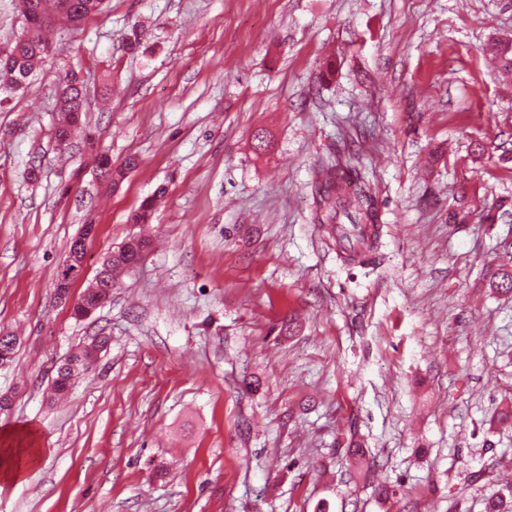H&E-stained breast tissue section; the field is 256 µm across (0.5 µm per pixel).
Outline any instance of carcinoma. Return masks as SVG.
I'll return each mask as SVG.
<instances>
[{
  "mask_svg": "<svg viewBox=\"0 0 512 512\" xmlns=\"http://www.w3.org/2000/svg\"><path fill=\"white\" fill-rule=\"evenodd\" d=\"M61 0H19L24 27L21 34L6 48L0 49V94H15L29 84L38 71V64L49 53L45 32L55 26L76 31L89 16L101 10L104 0H70L73 6L63 14L59 11ZM57 118L54 137L60 146H68L71 130L84 112L85 87L77 76L65 74L57 78L55 86ZM100 173L111 178L112 187H118L127 174L136 167L134 158H128L120 167H112L109 155L97 153ZM352 178V168L336 162L321 170L317 181V220L327 235L339 246V254L347 260L377 248L379 232L375 195L361 178H356L350 193L343 191V183ZM148 241L131 237L112 251L110 271L103 274L101 284L117 285L116 273L134 267L136 256L147 249ZM489 286L497 291L512 292V259L500 265L489 275ZM17 338L0 331V364L9 362L14 354ZM94 354L85 345L70 354L58 367L53 381L58 394L66 392L71 380L89 370ZM488 512H512V490L497 493L488 501Z\"/></svg>",
  "mask_w": 512,
  "mask_h": 512,
  "instance_id": "obj_1",
  "label": "carcinoma"
}]
</instances>
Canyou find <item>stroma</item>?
<instances>
[{"label": "stroma", "instance_id": "1", "mask_svg": "<svg viewBox=\"0 0 512 512\" xmlns=\"http://www.w3.org/2000/svg\"><path fill=\"white\" fill-rule=\"evenodd\" d=\"M507 46L512 0H106L54 31L0 105V330L19 338L0 512H486L512 486V294L486 284L512 255L493 207L512 201ZM68 71L87 127L63 150ZM99 147L139 159L119 190ZM339 155L376 195L363 264L315 220ZM89 219L72 295L127 237L153 244L78 320L53 276ZM100 336L54 398L59 363ZM30 446L37 468L6 479ZM64 75L57 78L55 86L57 118L54 137L60 147L68 146L71 130L81 121L85 103L83 82L74 73Z\"/></svg>", "mask_w": 512, "mask_h": 512}]
</instances>
